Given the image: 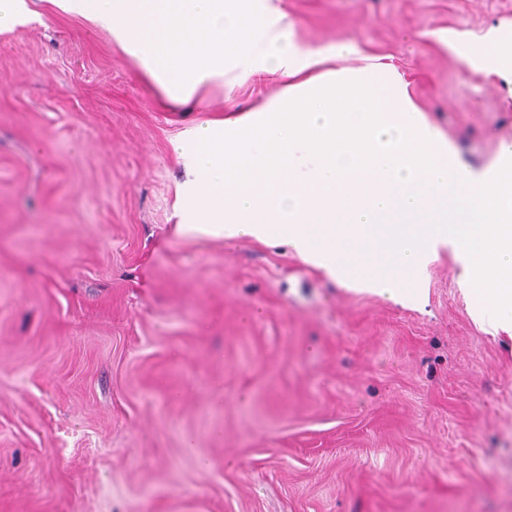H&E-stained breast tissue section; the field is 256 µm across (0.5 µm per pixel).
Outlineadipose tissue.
<instances>
[{"label": "adipose tissue", "mask_w": 512, "mask_h": 512, "mask_svg": "<svg viewBox=\"0 0 512 512\" xmlns=\"http://www.w3.org/2000/svg\"><path fill=\"white\" fill-rule=\"evenodd\" d=\"M61 3L109 32L165 108L233 82L241 57L283 80L260 110L180 132L178 233L282 240L342 287L411 302L423 270L449 250L461 291L495 305L494 331L512 337L511 144L497 166H466L396 71L336 68L356 47L302 46L271 0Z\"/></svg>", "instance_id": "adipose-tissue-1"}]
</instances>
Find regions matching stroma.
Masks as SVG:
<instances>
[{
  "mask_svg": "<svg viewBox=\"0 0 512 512\" xmlns=\"http://www.w3.org/2000/svg\"><path fill=\"white\" fill-rule=\"evenodd\" d=\"M0 32V512H512V338L442 252L414 308L284 244L173 231L185 124L109 33L27 0ZM301 45L400 72L479 170L512 141V0H281ZM441 40L451 54L470 66L491 71L497 70L500 66L501 55L496 42H491L482 52L477 53L471 49L468 43L452 34H445Z\"/></svg>",
  "mask_w": 512,
  "mask_h": 512,
  "instance_id": "35a3bbf8",
  "label": "stroma"
}]
</instances>
